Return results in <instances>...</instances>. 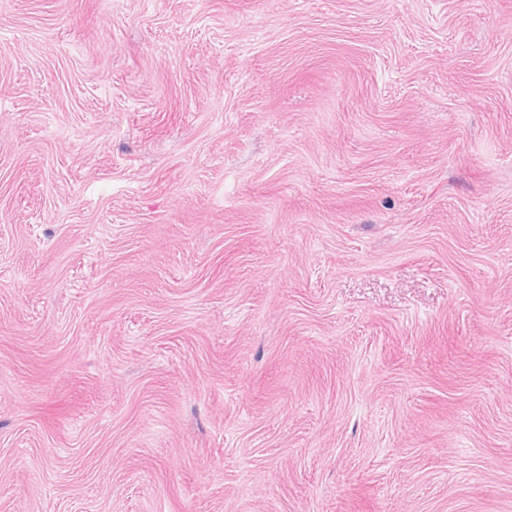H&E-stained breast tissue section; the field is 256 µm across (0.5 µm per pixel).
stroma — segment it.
<instances>
[{"mask_svg":"<svg viewBox=\"0 0 512 512\" xmlns=\"http://www.w3.org/2000/svg\"><path fill=\"white\" fill-rule=\"evenodd\" d=\"M0 512H512V0H0Z\"/></svg>","mask_w":512,"mask_h":512,"instance_id":"1","label":"stroma"}]
</instances>
